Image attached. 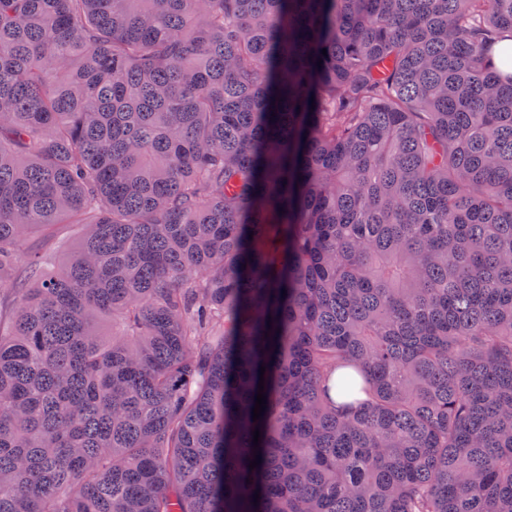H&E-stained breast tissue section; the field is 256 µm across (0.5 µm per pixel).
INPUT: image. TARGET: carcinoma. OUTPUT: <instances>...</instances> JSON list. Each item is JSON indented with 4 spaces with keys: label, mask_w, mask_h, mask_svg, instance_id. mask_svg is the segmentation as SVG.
I'll return each instance as SVG.
<instances>
[{
    "label": "carcinoma",
    "mask_w": 512,
    "mask_h": 512,
    "mask_svg": "<svg viewBox=\"0 0 512 512\" xmlns=\"http://www.w3.org/2000/svg\"><path fill=\"white\" fill-rule=\"evenodd\" d=\"M506 31L0 0V512H512ZM80 224H58L53 237L48 240L37 239L42 254L55 261L64 259L78 244L82 236Z\"/></svg>",
    "instance_id": "carcinoma-1"
}]
</instances>
